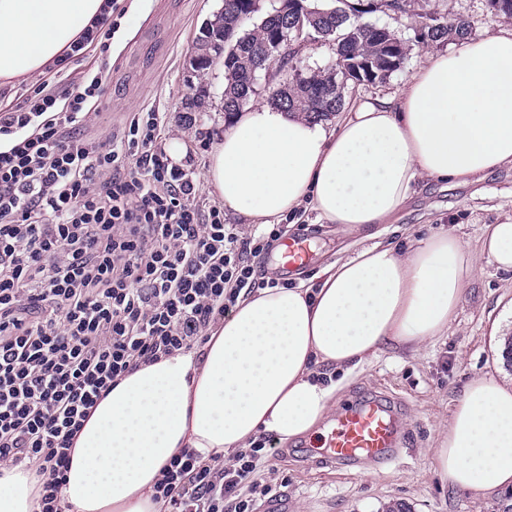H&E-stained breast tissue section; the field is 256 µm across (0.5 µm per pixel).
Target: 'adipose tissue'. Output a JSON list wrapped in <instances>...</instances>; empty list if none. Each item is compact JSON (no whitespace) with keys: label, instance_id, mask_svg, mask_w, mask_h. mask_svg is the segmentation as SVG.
I'll use <instances>...</instances> for the list:
<instances>
[{"label":"adipose tissue","instance_id":"adipose-tissue-1","mask_svg":"<svg viewBox=\"0 0 512 512\" xmlns=\"http://www.w3.org/2000/svg\"><path fill=\"white\" fill-rule=\"evenodd\" d=\"M105 0H0V79H28L61 58ZM512 165V30L436 51L396 97L355 101L326 128L258 103L215 132L207 183L229 212L269 224L314 211L362 245L318 283L239 300L201 348L123 378L94 408L71 450L66 512H161L153 485L180 449L229 458L260 435L308 434L346 378L394 344L443 335L465 278L481 261L512 271V222L483 231L480 257L453 234L381 241L418 181L466 183ZM448 487H512V386L472 380L434 450ZM35 481L0 475V512H33Z\"/></svg>","mask_w":512,"mask_h":512}]
</instances>
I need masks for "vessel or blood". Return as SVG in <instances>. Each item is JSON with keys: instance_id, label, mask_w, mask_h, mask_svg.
Returning <instances> with one entry per match:
<instances>
[{"instance_id": "obj_1", "label": "vessel or blood", "mask_w": 512, "mask_h": 512, "mask_svg": "<svg viewBox=\"0 0 512 512\" xmlns=\"http://www.w3.org/2000/svg\"><path fill=\"white\" fill-rule=\"evenodd\" d=\"M310 259L306 242L297 237L283 239L277 258L282 272L298 270ZM398 441L394 408L385 400L375 398L347 406L309 451L341 463L360 459L379 461L395 456Z\"/></svg>"}]
</instances>
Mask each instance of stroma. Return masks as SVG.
<instances>
[{
    "label": "stroma",
    "mask_w": 512,
    "mask_h": 512,
    "mask_svg": "<svg viewBox=\"0 0 512 512\" xmlns=\"http://www.w3.org/2000/svg\"><path fill=\"white\" fill-rule=\"evenodd\" d=\"M451 14L463 16L478 39L512 30V16L492 14L488 0H447ZM222 0H129L109 51L104 71L106 96L92 132L120 130L134 112L160 113L167 139L183 138L189 155L182 163L202 188L200 206L218 199L204 183L211 136L223 125L224 67L210 70L205 83L187 72L186 59L203 22ZM420 4L405 15L372 14L408 41L410 54L386 83L359 86L349 101L399 93L430 50L419 42ZM204 89L201 111L186 112L185 100ZM512 221V166L486 179L418 182L416 193L388 223L383 239L396 243L407 237L451 232L465 253L479 255L481 230L488 224ZM288 233L308 238L315 256L310 266L290 274L289 284L321 277L323 269L357 248L359 233L317 221L307 212L288 219ZM512 338V273L482 263L466 278L455 318L446 335L426 342L417 353L387 346L356 370L336 394L337 408L381 392L407 407L398 415L403 445L388 463H359L343 468L309 456L301 441L289 442L271 459L264 477L273 490L258 500L256 512H270L271 501H282L285 512H502V494L458 491L444 485L436 471L433 450L455 403L466 385L479 377L512 383V364L499 352Z\"/></svg>",
    "instance_id": "obj_1"
}]
</instances>
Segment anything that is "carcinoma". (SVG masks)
<instances>
[{
    "label": "carcinoma",
    "instance_id": "carcinoma-1",
    "mask_svg": "<svg viewBox=\"0 0 512 512\" xmlns=\"http://www.w3.org/2000/svg\"><path fill=\"white\" fill-rule=\"evenodd\" d=\"M411 0H270L260 22L259 0H224V14L199 32L196 50L224 56V114L240 111L256 94L261 80L282 77L269 93L271 103L287 112H303L327 120L344 107L349 90L384 83L399 70L392 50L408 56L409 45L384 25L364 20L375 12L406 14ZM423 44L461 41L468 21L432 9L418 14ZM329 40L336 45V63L289 76L288 63L299 58L306 43Z\"/></svg>",
    "mask_w": 512,
    "mask_h": 512
}]
</instances>
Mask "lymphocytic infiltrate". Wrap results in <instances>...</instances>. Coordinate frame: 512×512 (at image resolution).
<instances>
[{
    "mask_svg": "<svg viewBox=\"0 0 512 512\" xmlns=\"http://www.w3.org/2000/svg\"><path fill=\"white\" fill-rule=\"evenodd\" d=\"M109 7L0 107V463L35 468V512H65L71 447L98 402L141 366L201 347L239 298L269 287L257 261L284 234L243 236L220 206L200 208L159 113H135L118 138L87 135L125 11ZM276 454L267 437L227 462L181 449L154 498L165 512H255Z\"/></svg>",
    "mask_w": 512,
    "mask_h": 512,
    "instance_id": "obj_1",
    "label": "lymphocytic infiltrate"
}]
</instances>
